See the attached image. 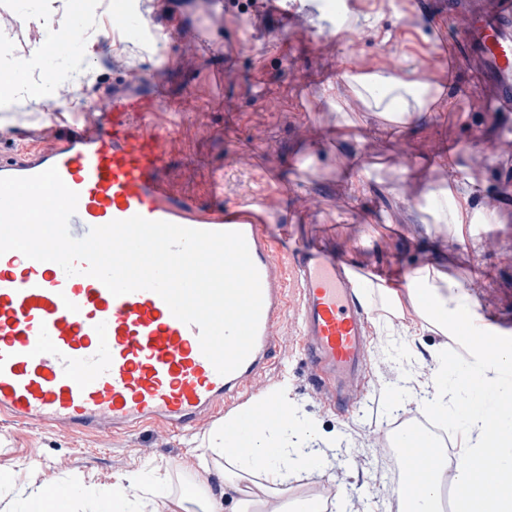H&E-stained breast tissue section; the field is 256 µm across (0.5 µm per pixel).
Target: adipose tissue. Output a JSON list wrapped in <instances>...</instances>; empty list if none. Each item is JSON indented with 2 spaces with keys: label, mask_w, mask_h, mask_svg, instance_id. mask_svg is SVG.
<instances>
[{
  "label": "adipose tissue",
  "mask_w": 512,
  "mask_h": 512,
  "mask_svg": "<svg viewBox=\"0 0 512 512\" xmlns=\"http://www.w3.org/2000/svg\"><path fill=\"white\" fill-rule=\"evenodd\" d=\"M342 80L345 91L332 108L337 129L346 132L361 126L379 137L455 105L444 82L416 67L399 74L354 68L345 71ZM435 166L447 176L416 188L421 223L450 226L463 241L472 236L474 225L495 221L496 209L489 204L493 192L469 159L453 151L439 157ZM358 292L364 300L381 293L397 317L409 310L416 312L420 330L436 329L458 337L473 365L465 377L449 371L446 351L435 353L434 394L427 399L426 409L436 417H454L462 438L453 459H438L424 472V496L414 501L398 493L392 512H441L442 490L447 486L457 491L464 512H512V419L493 429L482 414L461 412L462 405L477 395L490 403L512 400V350L490 355L472 337L460 334L459 322L473 314L475 303L470 290L444 271L439 261L417 268L405 292L379 289L368 280L359 283ZM274 408L286 410V418L271 416ZM208 447L223 456L226 466L215 469L216 486L203 490L204 512H222L226 502L231 512H262L275 494L280 497L276 512H300L306 504L316 512H343L345 508L341 496L327 501L293 488L297 474L323 469L326 451L316 427L302 420L282 393H269L257 405L255 428L248 436L229 437L226 424L221 423L210 429ZM495 447L503 461L488 489L484 486L486 466Z\"/></svg>",
  "instance_id": "obj_1"
}]
</instances>
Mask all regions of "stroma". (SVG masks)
Segmentation results:
<instances>
[{
  "label": "stroma",
  "mask_w": 512,
  "mask_h": 512,
  "mask_svg": "<svg viewBox=\"0 0 512 512\" xmlns=\"http://www.w3.org/2000/svg\"><path fill=\"white\" fill-rule=\"evenodd\" d=\"M170 14L163 35L150 43L136 42L112 28V0H94L92 8L73 17L67 0H0V13L14 15L13 28L0 35L10 57L32 56L42 31L31 23L37 15L64 28L79 23L82 44L70 53L45 59L27 71L8 106L0 108V156L47 148L37 138L49 125L82 124L98 97L113 83L159 76L169 102L189 96L199 113L175 115V132L166 175L174 193L199 201L210 198L214 173L224 175V202L238 204L266 197L267 234L277 245L275 256L289 263L293 252L315 243L344 258L363 275L372 272L409 277L433 257L425 244L437 240L444 252L460 254L448 272L463 278L481 268L490 276L473 289L478 314L493 313L512 322V182L508 165L492 151L500 137L497 119L482 111L462 50L441 19L433 0H415L410 15L397 17L390 0H365L376 16L374 25L358 23V44L342 43L324 28L321 10L333 0H287L307 19V32L289 35L284 20L260 13V0H223L222 17H213L210 0H169ZM211 28L219 42L252 41L254 31L267 29L270 41L256 53L227 59L216 52L205 63L184 58L171 34L184 25ZM421 68L443 76L456 100L453 111L438 112L402 134L344 141L336 134L332 97L342 86L340 76L353 66ZM80 66L75 105L58 108L31 93L46 74ZM459 146L481 167L490 189L504 193L498 221L486 225L498 245L494 250H463L451 236L419 223L410 194L394 198L382 193L358 197L336 174V159L347 156L361 165L383 159L393 163L395 180L414 169L423 157ZM397 211L394 223H384V211ZM279 331L282 350L256 377L240 402L252 403L282 389L301 419L315 425L322 441L336 445L338 454L322 473L298 474L296 482L323 494L340 493L351 512H389L396 490L391 483L393 460L386 449V426L394 415L420 412L419 398L431 386L433 356L447 350L448 362L462 366L463 351L454 338L436 331H416L418 319L406 314L399 335L389 333L379 304L367 306L370 322L368 368L360 381L356 405L329 408L309 383L301 354L295 307ZM215 421L202 419L189 432L174 435L147 429L105 440L38 431L18 422L0 426V512H29L31 500L48 495L53 486L67 489L75 512H95L111 500L112 487L137 476L139 493L158 512H172L177 500L200 495L204 473L197 466L202 443Z\"/></svg>",
  "instance_id": "35a3bbf8"
}]
</instances>
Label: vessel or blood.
Listing matches in <instances>:
<instances>
[{"label": "vessel or blood", "mask_w": 512, "mask_h": 512, "mask_svg": "<svg viewBox=\"0 0 512 512\" xmlns=\"http://www.w3.org/2000/svg\"><path fill=\"white\" fill-rule=\"evenodd\" d=\"M458 42L467 48L477 80L491 96L489 112H512V0H439ZM184 50L209 59L215 45L195 31ZM155 81L115 87L81 129L52 128V149L0 159V177H28L56 168L79 195L69 221L74 238L114 220L139 215L205 231H238L261 283L263 305L253 350L232 373L219 374L204 356L200 329L171 313L155 292L113 295L83 273L67 275L54 262L17 251L0 255V419L38 430L110 437L135 427L186 431L202 413L225 408L257 372L280 354L279 325L295 285L300 349L315 369L314 388L349 405L352 382L367 364L362 309L335 259L297 253L291 270L275 257L262 228L263 199L228 206L224 178L212 180L213 203L172 193L165 177L173 109ZM401 462L434 460L421 425L390 430Z\"/></svg>", "instance_id": "obj_1"}]
</instances>
